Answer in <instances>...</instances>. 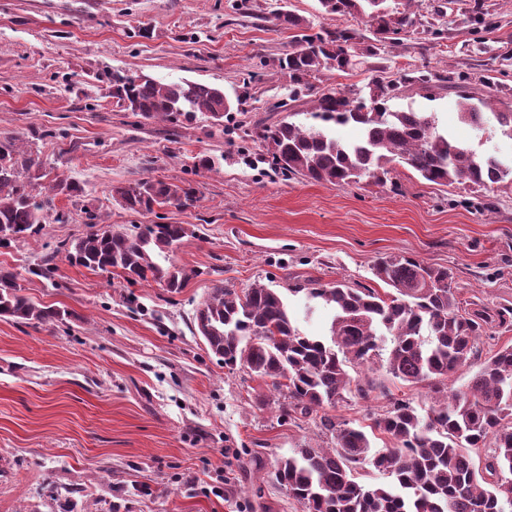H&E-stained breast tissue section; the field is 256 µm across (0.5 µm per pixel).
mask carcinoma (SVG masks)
<instances>
[{
    "mask_svg": "<svg viewBox=\"0 0 512 512\" xmlns=\"http://www.w3.org/2000/svg\"><path fill=\"white\" fill-rule=\"evenodd\" d=\"M416 0H393L379 12L373 0H319L328 16L364 20L371 43L357 51L358 31L313 30L289 10L273 13L277 24L298 31L295 48L277 59L288 75L292 100L310 94V79L324 73L347 74L376 55L377 46L400 42L415 22ZM112 97L146 120L191 122L205 114L222 122L235 103L224 90L199 82L161 84L145 76L112 71ZM427 93L448 89L461 99L460 119L479 126L484 110L494 112L500 130L512 137V107L499 96L512 88L495 76L473 82L467 76L403 73L396 80L373 75L364 90L333 89L315 96L309 110L290 112L266 126L258 138L272 163L287 175L343 186L367 179L384 184L394 165H407L424 180L471 192L512 188V164L451 141L438 130L435 113L391 108L404 90ZM355 125L353 142L336 138V125ZM19 139L0 138V246L19 245L39 231L51 197L32 195L25 172L32 160L18 162ZM112 198L126 209L151 212L156 206H192L199 201L191 182L143 178L112 187ZM186 236L181 224H133L95 230L75 242L61 241L57 252L92 271L122 273L131 284L166 285L177 293L195 269L174 263L171 253ZM372 275L387 286H351L338 281L286 290L255 283L239 290L217 282L195 311L197 332L228 371L245 369L267 381L279 417L317 416L334 440L332 448L301 445L276 459L274 478L303 512H512V345L505 344L478 365L468 384L445 390L448 374L475 357L479 338L495 324L508 322L506 309L470 310L458 299L453 273L404 255L377 258ZM17 274L0 268V317L35 324L59 322L66 311L40 307L21 294ZM321 299L334 309L330 339L303 333L290 315L287 295ZM385 359L392 377L434 392L423 419L408 399L393 401L373 418L371 430L391 441L376 449L364 428L336 421L331 411L351 396L369 397L374 383L350 370ZM493 453L484 465L465 452L479 451L487 440ZM370 467L391 478L363 484L359 470Z\"/></svg>",
    "mask_w": 512,
    "mask_h": 512,
    "instance_id": "cac0c4a2",
    "label": "carcinoma"
}]
</instances>
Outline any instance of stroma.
Wrapping results in <instances>:
<instances>
[{"instance_id": "stroma-1", "label": "stroma", "mask_w": 512, "mask_h": 512, "mask_svg": "<svg viewBox=\"0 0 512 512\" xmlns=\"http://www.w3.org/2000/svg\"><path fill=\"white\" fill-rule=\"evenodd\" d=\"M436 3L418 0L416 20L442 37L411 32L386 45L371 59L379 75L475 79L498 69L512 87V0H453L440 18ZM278 9L317 28L366 29L323 16L318 0H0V136L18 137L38 160L33 193L56 179L82 188L57 192L38 234L0 248V267L17 273L31 302L70 313L39 326L0 317V512H302L272 481V463L333 440L315 417L280 420L261 380L211 353L193 316L217 281L367 285L373 262L395 253L451 269L461 300L512 308V190L489 199L401 165L382 186L274 169L258 127L308 107L292 101L273 64L294 45L293 31L270 17ZM115 69L208 83L243 103L223 124L201 114L174 128L117 106L107 79ZM458 104L439 90L392 102L436 113L453 139L511 158L512 138L459 122ZM202 155L212 170L197 168ZM148 175L192 182L199 202L142 214L113 199V185ZM92 213L104 225H184L173 258L197 276L171 294L55 254L57 242L91 231ZM49 255L52 278L29 274ZM354 374L376 388L337 406L350 426L370 425L394 398L422 413L432 403L427 385H406L381 365Z\"/></svg>"}]
</instances>
